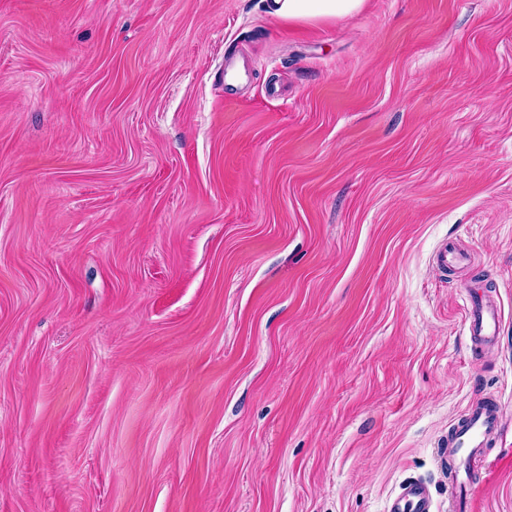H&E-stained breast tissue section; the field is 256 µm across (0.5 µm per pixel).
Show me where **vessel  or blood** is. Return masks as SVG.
<instances>
[{"instance_id": "b4317fda", "label": "vessel or blood", "mask_w": 512, "mask_h": 512, "mask_svg": "<svg viewBox=\"0 0 512 512\" xmlns=\"http://www.w3.org/2000/svg\"><path fill=\"white\" fill-rule=\"evenodd\" d=\"M434 262L445 271L465 266L467 258L456 247L444 243L437 248ZM467 321L471 341L478 345L489 344L499 334L501 312L490 300L475 295L471 298ZM503 417V406L496 401L476 402L463 411L442 450V459L448 465L449 489H456L461 469L470 468L482 459L489 439L501 431ZM388 512H433L428 487L419 481L409 482L393 498Z\"/></svg>"}]
</instances>
